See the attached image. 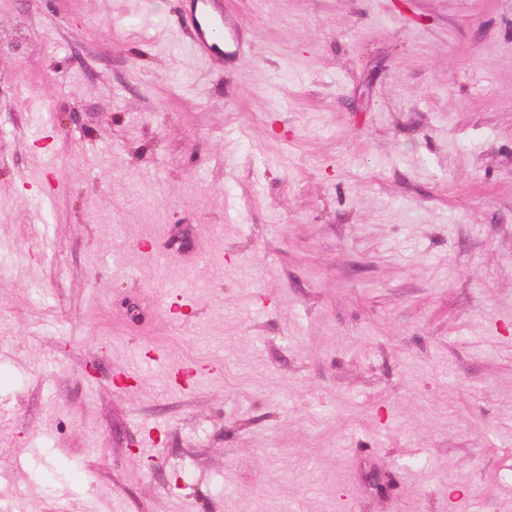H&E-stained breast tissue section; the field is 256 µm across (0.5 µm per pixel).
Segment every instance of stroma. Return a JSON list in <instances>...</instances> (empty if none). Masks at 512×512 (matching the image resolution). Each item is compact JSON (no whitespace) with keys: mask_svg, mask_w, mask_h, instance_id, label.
<instances>
[{"mask_svg":"<svg viewBox=\"0 0 512 512\" xmlns=\"http://www.w3.org/2000/svg\"><path fill=\"white\" fill-rule=\"evenodd\" d=\"M215 5L0 0V503L512 512V0ZM192 1L195 2L186 24L194 34L197 53L202 58H209L214 48L224 43V14L215 10V0Z\"/></svg>","mask_w":512,"mask_h":512,"instance_id":"1","label":"stroma"}]
</instances>
